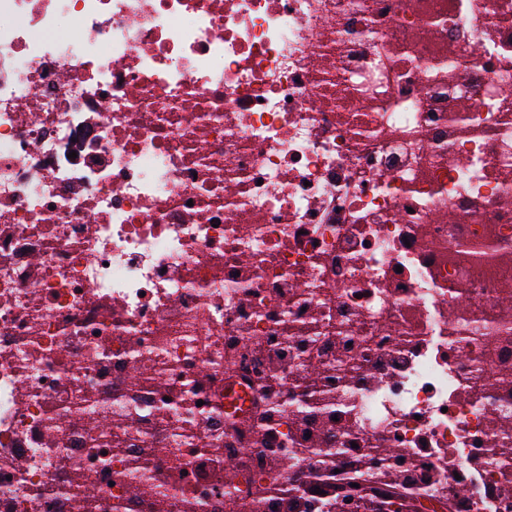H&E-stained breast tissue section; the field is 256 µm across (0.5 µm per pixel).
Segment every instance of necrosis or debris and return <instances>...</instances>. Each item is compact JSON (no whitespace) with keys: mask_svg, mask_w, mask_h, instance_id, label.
<instances>
[{"mask_svg":"<svg viewBox=\"0 0 512 512\" xmlns=\"http://www.w3.org/2000/svg\"><path fill=\"white\" fill-rule=\"evenodd\" d=\"M324 463L512 512V0H0V512Z\"/></svg>","mask_w":512,"mask_h":512,"instance_id":"4bbe7bcc","label":"necrosis or debris"}]
</instances>
